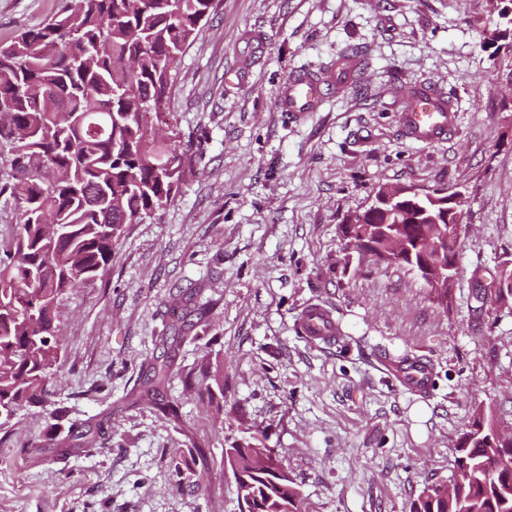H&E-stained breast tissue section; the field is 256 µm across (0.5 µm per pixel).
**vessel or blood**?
Returning <instances> with one entry per match:
<instances>
[{"instance_id":"1","label":"vessel or blood","mask_w":512,"mask_h":512,"mask_svg":"<svg viewBox=\"0 0 512 512\" xmlns=\"http://www.w3.org/2000/svg\"><path fill=\"white\" fill-rule=\"evenodd\" d=\"M356 68V60L348 59L322 77L299 74L287 78L278 89V109L292 113L296 118L317 111L324 101L325 88L347 84ZM399 122L404 138L424 144L447 140L456 124L455 114L447 101L427 91L416 92L406 100ZM298 325L302 335L317 345L335 342L340 334L332 312L319 304L307 306ZM390 371L407 392L424 394L432 387V371L425 361L413 359L391 366Z\"/></svg>"}]
</instances>
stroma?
I'll use <instances>...</instances> for the list:
<instances>
[{
    "label": "stroma",
    "instance_id": "35a3bbf8",
    "mask_svg": "<svg viewBox=\"0 0 512 512\" xmlns=\"http://www.w3.org/2000/svg\"><path fill=\"white\" fill-rule=\"evenodd\" d=\"M62 4L0 0V42ZM487 18L486 0H219L164 105L190 157L181 192L64 296L53 394L0 430V512H246L224 456L254 436L300 512H410L454 476L476 408L512 426V309L473 328V271L512 262V57L482 50ZM351 49L358 69L320 111H278L283 80ZM419 86L454 106L446 141L400 134L398 95ZM384 185L465 191L449 305L408 269L348 266L338 228ZM191 292L213 310L178 323L174 299ZM311 302L332 310L335 345L300 333ZM407 352L430 360V394L383 368ZM206 358L224 364L212 405L186 383ZM162 364L175 421L135 400ZM57 411L89 422L97 446L45 447ZM195 443L205 455L175 483Z\"/></svg>",
    "mask_w": 512,
    "mask_h": 512
}]
</instances>
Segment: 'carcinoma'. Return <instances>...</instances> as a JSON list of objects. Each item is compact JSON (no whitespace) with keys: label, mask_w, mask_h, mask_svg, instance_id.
Wrapping results in <instances>:
<instances>
[{"label":"carcinoma","mask_w":512,"mask_h":512,"mask_svg":"<svg viewBox=\"0 0 512 512\" xmlns=\"http://www.w3.org/2000/svg\"><path fill=\"white\" fill-rule=\"evenodd\" d=\"M497 16L484 32L489 57L512 55V0H488ZM215 0H69L44 24L0 43V149L9 171L0 195L20 218L12 238L0 239V427L51 393L60 360L55 321L63 295L94 281L112 261L124 226L151 218L179 193L188 157L168 129L157 134L184 48L208 20ZM492 281L474 272L476 294ZM164 371L141 392L166 418L177 404L159 398ZM49 440L64 447L75 423L55 415ZM495 421L476 409L462 433L458 466L467 476L423 491L413 512H512L508 445L495 441ZM270 449L252 445L225 453L248 512H299L298 492L254 473Z\"/></svg>","instance_id":"carcinoma-1"}]
</instances>
